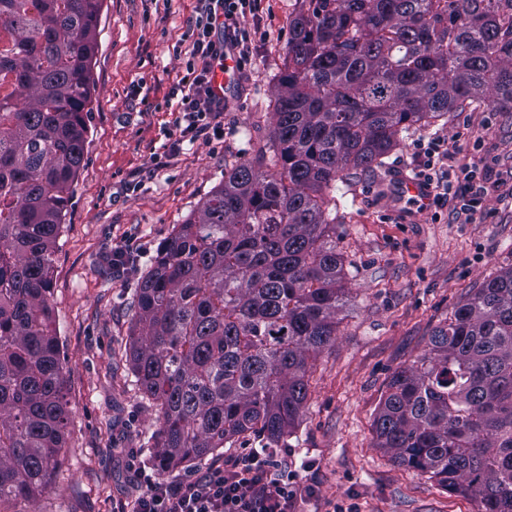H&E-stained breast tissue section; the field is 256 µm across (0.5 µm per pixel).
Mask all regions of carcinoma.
<instances>
[{
    "mask_svg": "<svg viewBox=\"0 0 512 512\" xmlns=\"http://www.w3.org/2000/svg\"><path fill=\"white\" fill-rule=\"evenodd\" d=\"M289 23L266 152L224 167L137 289L152 460L196 465L242 436L276 447L335 341L345 288L330 207L350 169L463 106L512 107V0H306ZM102 0H0V504L49 485L68 410L49 305L82 165ZM378 447L481 512H512V268L395 372Z\"/></svg>",
    "mask_w": 512,
    "mask_h": 512,
    "instance_id": "obj_1",
    "label": "carcinoma"
}]
</instances>
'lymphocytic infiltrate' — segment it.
Returning a JSON list of instances; mask_svg holds the SVG:
<instances>
[{
    "label": "lymphocytic infiltrate",
    "instance_id": "lymphocytic-infiltrate-1",
    "mask_svg": "<svg viewBox=\"0 0 512 512\" xmlns=\"http://www.w3.org/2000/svg\"><path fill=\"white\" fill-rule=\"evenodd\" d=\"M261 2L201 0L200 12L188 30L192 49L176 87L180 99L174 127L179 139L170 145V154H177L185 141L193 143L202 137L223 140L225 105L213 93V73L223 61L228 44L238 54L239 67L251 64L254 32L247 21L258 18ZM419 154L423 162L418 177L433 189L434 204L453 197L464 213L481 208L488 189L477 183L473 172H466L458 183L438 177L436 165L449 156L443 141L420 146ZM142 482L144 491L137 500L136 512H297L300 497L295 475L273 448H241L234 458L193 480L167 484L146 473Z\"/></svg>",
    "mask_w": 512,
    "mask_h": 512
}]
</instances>
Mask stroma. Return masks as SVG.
<instances>
[{
  "instance_id": "1",
  "label": "stroma",
  "mask_w": 512,
  "mask_h": 512,
  "mask_svg": "<svg viewBox=\"0 0 512 512\" xmlns=\"http://www.w3.org/2000/svg\"><path fill=\"white\" fill-rule=\"evenodd\" d=\"M198 0H103L92 61L94 91L82 167L63 218L49 304L56 321L69 421L47 489L21 512H131L143 491L130 454L148 460L155 407L134 384L128 357L137 277L105 258L129 244L147 269L177 224L224 180L225 165L266 164L272 101L287 62L288 25L303 0H263L266 36L252 45L224 112V140L197 141L160 171L173 134L163 102L185 57L177 50ZM441 138L455 167L487 161L490 190L465 219L455 201H399L419 169L416 145ZM483 148L474 151L473 140ZM336 217L347 300L336 342L308 372V394L279 452L301 478V512H479L378 448L374 418L392 374L429 347L459 303L512 266V110L487 103L411 133L383 164L346 171Z\"/></svg>"
}]
</instances>
